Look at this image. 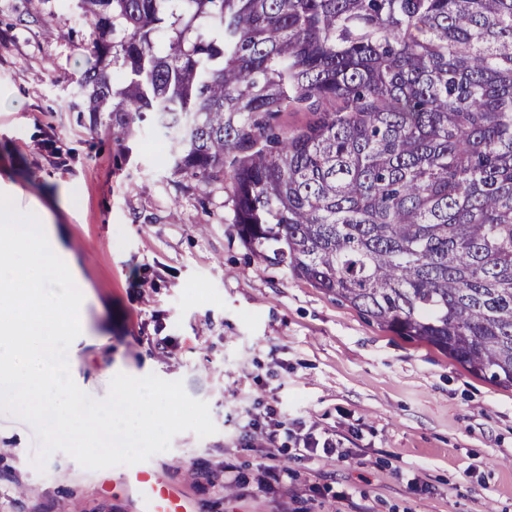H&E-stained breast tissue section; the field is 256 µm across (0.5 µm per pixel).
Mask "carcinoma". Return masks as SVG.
Masks as SVG:
<instances>
[{
    "label": "carcinoma",
    "instance_id": "1",
    "mask_svg": "<svg viewBox=\"0 0 512 512\" xmlns=\"http://www.w3.org/2000/svg\"><path fill=\"white\" fill-rule=\"evenodd\" d=\"M77 7L75 108L120 143L151 114L260 260L512 389V0Z\"/></svg>",
    "mask_w": 512,
    "mask_h": 512
}]
</instances>
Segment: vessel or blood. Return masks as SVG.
Segmentation results:
<instances>
[{"label": "vessel or blood", "instance_id": "1", "mask_svg": "<svg viewBox=\"0 0 512 512\" xmlns=\"http://www.w3.org/2000/svg\"><path fill=\"white\" fill-rule=\"evenodd\" d=\"M121 482L134 498L138 512H193L194 504L183 489L166 481L152 462L122 467Z\"/></svg>", "mask_w": 512, "mask_h": 512}]
</instances>
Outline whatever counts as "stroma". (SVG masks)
I'll return each instance as SVG.
<instances>
[{
  "label": "stroma",
  "instance_id": "stroma-1",
  "mask_svg": "<svg viewBox=\"0 0 512 512\" xmlns=\"http://www.w3.org/2000/svg\"><path fill=\"white\" fill-rule=\"evenodd\" d=\"M89 35L74 0H0V193L50 212L86 285L87 333L68 350L76 385L101 400L117 373H153L208 404L215 434L180 432L154 456L195 512H512V390L258 260L226 191L174 186L160 138L121 145L103 113L70 109ZM267 404L337 439L340 455L294 460L284 428L241 443ZM38 449L30 423L0 415L12 512H135L111 469L62 451L40 469ZM271 452L294 477L263 490ZM227 466L239 483L211 485L207 472Z\"/></svg>",
  "mask_w": 512,
  "mask_h": 512
}]
</instances>
